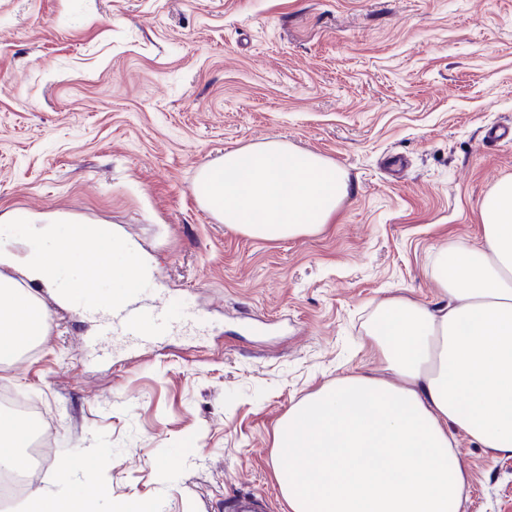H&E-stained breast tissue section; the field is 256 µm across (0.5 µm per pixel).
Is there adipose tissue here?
<instances>
[{"label":"adipose tissue","instance_id":"obj_1","mask_svg":"<svg viewBox=\"0 0 512 512\" xmlns=\"http://www.w3.org/2000/svg\"><path fill=\"white\" fill-rule=\"evenodd\" d=\"M483 242L449 246L438 269L448 296L432 311L407 299L384 303L369 334L387 378L356 374L293 406L275 446L289 464L277 474L291 512H462L469 476L456 435L512 453V177L479 204ZM29 227L30 275L57 281L54 257L67 244L107 263L123 286L141 270L112 266L110 225L68 229L67 215L9 214ZM41 301L0 277V360L48 334ZM37 430L0 414V465L15 468Z\"/></svg>","mask_w":512,"mask_h":512}]
</instances>
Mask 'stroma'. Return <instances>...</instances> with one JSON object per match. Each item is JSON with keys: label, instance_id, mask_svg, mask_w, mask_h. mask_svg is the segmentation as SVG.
I'll use <instances>...</instances> for the list:
<instances>
[{"label": "stroma", "instance_id": "obj_1", "mask_svg": "<svg viewBox=\"0 0 512 512\" xmlns=\"http://www.w3.org/2000/svg\"><path fill=\"white\" fill-rule=\"evenodd\" d=\"M512 0H0V215L112 225L200 325L129 356L82 348L78 289L34 281L50 319L0 391L33 397L32 488L94 512H290L277 429L304 397L383 375L379 306L447 302L451 243L480 244L479 204L512 177ZM274 138L346 170L320 230L233 231L193 192L200 167ZM464 512H512V455L457 437Z\"/></svg>", "mask_w": 512, "mask_h": 512}]
</instances>
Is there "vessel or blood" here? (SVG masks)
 <instances>
[{
	"instance_id": "vessel-or-blood-1",
	"label": "vessel or blood",
	"mask_w": 512,
	"mask_h": 512,
	"mask_svg": "<svg viewBox=\"0 0 512 512\" xmlns=\"http://www.w3.org/2000/svg\"><path fill=\"white\" fill-rule=\"evenodd\" d=\"M82 295L84 307L100 319L98 338L85 342L99 357L110 356L109 340L119 341L130 349L149 347L180 326L189 327L199 320L195 314L178 319L158 299L143 297L134 290L120 293L106 303L102 302L98 290L86 288Z\"/></svg>"
}]
</instances>
